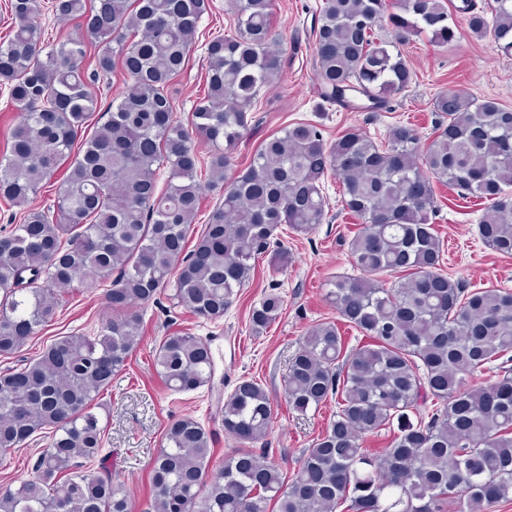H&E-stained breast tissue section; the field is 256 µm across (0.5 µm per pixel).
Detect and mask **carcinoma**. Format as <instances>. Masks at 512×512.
I'll return each mask as SVG.
<instances>
[{
  "mask_svg": "<svg viewBox=\"0 0 512 512\" xmlns=\"http://www.w3.org/2000/svg\"><path fill=\"white\" fill-rule=\"evenodd\" d=\"M321 0L313 66L321 97L372 112L410 87L414 71L396 45L429 33L453 45L459 21L512 56V0ZM207 0H54L61 18H83L84 41L45 51L37 0H10L15 18L0 42V83L20 112L10 155L0 160V197L17 207L62 167L56 209L23 212L0 235V358L19 353L54 320L78 281L112 279V312L95 336H61L36 358L0 373V449L21 448L45 430L37 477L0 488V512H131L122 485L80 473L103 447L95 399L125 370L141 330V308L172 288L173 304L205 320L234 305L272 254L285 224L307 234L328 215L323 183L342 184V210L361 221L349 253L360 275L338 277L330 298L339 317L370 339L351 350L333 321L306 330L289 359L284 394L305 415L336 404L291 476L265 442L271 399L242 379L224 400V433L239 447L214 461L212 436L196 419L172 420L150 468L147 512H491L512 500V290L469 288L441 269L433 181L478 198L480 239L512 256V109L462 89L434 99L439 121L425 143L408 124L375 142L357 130L326 144L319 126L293 123L265 138L249 165L222 188L191 251L188 235L202 194L195 139L213 147L217 175L255 121L254 103L282 67L283 36L273 0H233V31L205 44L207 87L189 119L176 118L174 81L187 65ZM388 27L380 38L377 30ZM125 88L108 119L90 83L116 67ZM168 168L163 186L157 177ZM404 273L386 287L378 277ZM268 294L249 313L252 333L282 313ZM153 366L173 392L213 384L209 342L175 332L155 346ZM488 371L492 380L471 378ZM393 432L370 452L364 438Z\"/></svg>",
  "mask_w": 512,
  "mask_h": 512,
  "instance_id": "obj_1",
  "label": "carcinoma"
}]
</instances>
